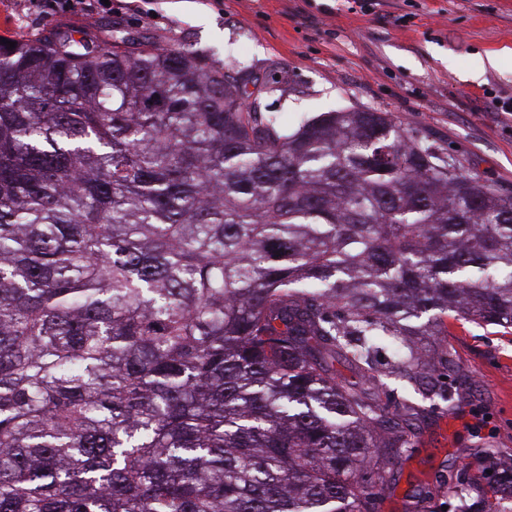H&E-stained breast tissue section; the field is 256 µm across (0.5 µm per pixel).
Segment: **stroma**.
Masks as SVG:
<instances>
[{"instance_id": "35a3bbf8", "label": "stroma", "mask_w": 512, "mask_h": 512, "mask_svg": "<svg viewBox=\"0 0 512 512\" xmlns=\"http://www.w3.org/2000/svg\"><path fill=\"white\" fill-rule=\"evenodd\" d=\"M58 20L38 0H0V35L31 39ZM82 20L276 79L264 104L285 125L352 107L392 113L512 193V114L500 110L512 68L480 69L486 52L512 50V0H114ZM446 343L461 394L426 406L378 512H405L407 493L460 463L480 474V449L512 455V328L460 319Z\"/></svg>"}]
</instances>
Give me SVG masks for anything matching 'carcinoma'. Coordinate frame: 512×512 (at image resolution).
Masks as SVG:
<instances>
[{"label": "carcinoma", "mask_w": 512, "mask_h": 512, "mask_svg": "<svg viewBox=\"0 0 512 512\" xmlns=\"http://www.w3.org/2000/svg\"><path fill=\"white\" fill-rule=\"evenodd\" d=\"M266 91L120 22L0 44V512H377L417 415L383 341L451 403L448 320L512 327V195ZM482 458L415 512H499Z\"/></svg>", "instance_id": "obj_1"}]
</instances>
